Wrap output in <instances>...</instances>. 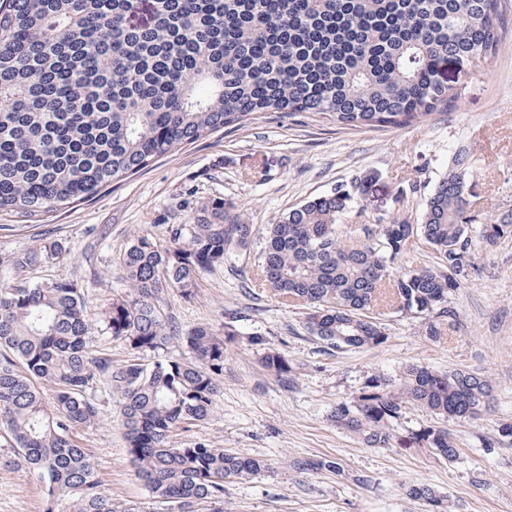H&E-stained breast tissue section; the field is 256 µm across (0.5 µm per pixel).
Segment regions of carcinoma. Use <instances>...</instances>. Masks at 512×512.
<instances>
[{
  "instance_id": "cac0c4a2",
  "label": "carcinoma",
  "mask_w": 512,
  "mask_h": 512,
  "mask_svg": "<svg viewBox=\"0 0 512 512\" xmlns=\"http://www.w3.org/2000/svg\"><path fill=\"white\" fill-rule=\"evenodd\" d=\"M143 2L0 0V213L39 218L268 112L343 129L425 122L461 97L443 66L452 60L466 75L487 61L512 0H152L138 24ZM472 167L467 152L452 156L419 224L398 214L343 231L354 182L304 202L268 225L256 287L307 306V332L332 350L384 343L379 317L390 310L439 336L441 322L456 318L449 294L478 275L473 237L486 249L512 237V213L481 225L470 211ZM252 233L230 204L214 201L197 223L167 225L166 246L147 233L126 249L129 291L105 318L130 350L122 364L94 349L96 324L74 282L0 278V431L43 482V512L65 495L74 512H117L74 435L96 421L88 391L100 384L116 402L139 478L170 512H224V483L269 472L262 458L177 444V431L212 413L237 331L201 325L175 337L159 308L168 289L193 298L201 273ZM417 236L437 264L399 267ZM53 252L18 255L10 273ZM175 341L179 357L169 354ZM249 341L268 370L292 380L284 353L262 336ZM490 393L483 377L412 365L397 380L369 378L333 418L366 445L389 448L407 409L465 421ZM411 439L439 459L459 455L443 426L423 425ZM408 495L443 508L425 486Z\"/></svg>"
}]
</instances>
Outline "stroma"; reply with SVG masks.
<instances>
[{
  "label": "stroma",
  "instance_id": "35a3bbf8",
  "mask_svg": "<svg viewBox=\"0 0 512 512\" xmlns=\"http://www.w3.org/2000/svg\"><path fill=\"white\" fill-rule=\"evenodd\" d=\"M476 161L471 206L491 222L512 212V31L493 57L463 81L457 106L421 124L342 129L334 123L270 113L175 149L148 168L39 220L0 215V259L55 245L53 259L31 267L29 282L66 278L81 288L89 313L104 322L115 296L128 289L120 257L144 231L160 224H193L202 206L231 202L254 228L247 248L229 251L223 265L202 273L189 300L168 290L160 307L179 332L198 325L239 333L224 353V375L211 415L180 430L179 442H205L268 461L263 476L224 486V512H431L407 489L425 485L449 512H512V239L477 249L480 274L449 297L457 313L440 337L426 336L420 319L387 316L381 345L327 349L304 327L302 307L255 294L268 224L314 196L357 182L346 224L381 215L421 220L424 193L458 149ZM419 191L408 194L411 185ZM264 336L294 368L284 384L261 363L248 337ZM411 364L466 371L491 380L487 410L448 422L460 456L450 463L411 447L408 430L431 423L411 409L389 448L367 447L336 427V406L353 400L372 377L394 379ZM97 421L75 436L92 452L103 488L121 512H168L138 480L120 418L107 388L94 394ZM324 458L330 469H299ZM37 473L14 465L0 447V512H42Z\"/></svg>",
  "mask_w": 512,
  "mask_h": 512
}]
</instances>
